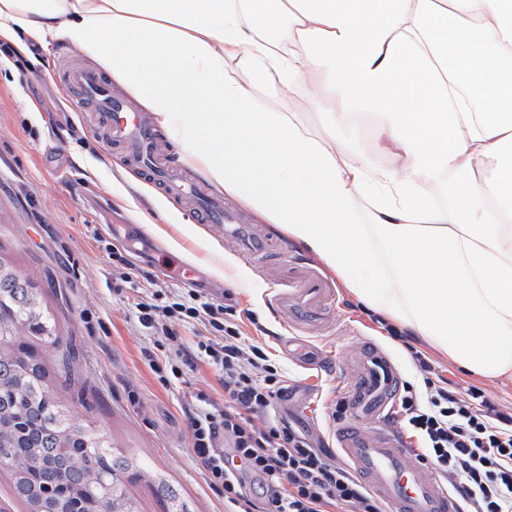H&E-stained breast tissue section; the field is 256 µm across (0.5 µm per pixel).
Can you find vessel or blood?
Returning a JSON list of instances; mask_svg holds the SVG:
<instances>
[{
    "mask_svg": "<svg viewBox=\"0 0 512 512\" xmlns=\"http://www.w3.org/2000/svg\"><path fill=\"white\" fill-rule=\"evenodd\" d=\"M58 81L76 111L96 114L95 130L108 147L136 162L171 199L187 203L190 216L209 224L215 235L233 234L241 256L261 263L267 236L257 226L242 223L236 212L225 209L222 199L204 194L183 171L160 162V139L140 107L116 96L97 71L65 56L59 60ZM288 277L291 288L273 289L270 305L297 333L287 344L289 356L307 360L311 351L305 339L326 329L332 291L321 276L297 261L289 262ZM400 379L385 352L375 346L360 348L353 360L348 398L354 424L338 434L339 446L393 512H458L459 500L411 458L394 435L379 431L364 436L355 430L356 425L385 418Z\"/></svg>",
    "mask_w": 512,
    "mask_h": 512,
    "instance_id": "1",
    "label": "vessel or blood"
}]
</instances>
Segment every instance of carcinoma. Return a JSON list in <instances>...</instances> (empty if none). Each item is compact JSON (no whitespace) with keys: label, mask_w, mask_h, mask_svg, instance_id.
Segmentation results:
<instances>
[{"label":"carcinoma","mask_w":512,"mask_h":512,"mask_svg":"<svg viewBox=\"0 0 512 512\" xmlns=\"http://www.w3.org/2000/svg\"><path fill=\"white\" fill-rule=\"evenodd\" d=\"M21 325L54 348L53 365L16 341ZM75 381L73 354L37 290L0 258V469L12 498L27 512H140L127 485L142 469L71 414L63 390ZM157 494L168 512H183L177 488L161 481Z\"/></svg>","instance_id":"carcinoma-1"}]
</instances>
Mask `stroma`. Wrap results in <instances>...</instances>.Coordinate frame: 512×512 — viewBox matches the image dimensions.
Masks as SVG:
<instances>
[{
	"instance_id": "35a3bbf8",
	"label": "stroma",
	"mask_w": 512,
	"mask_h": 512,
	"mask_svg": "<svg viewBox=\"0 0 512 512\" xmlns=\"http://www.w3.org/2000/svg\"><path fill=\"white\" fill-rule=\"evenodd\" d=\"M60 49L37 50L19 62L0 64V259L38 286L42 303L64 342L76 351L79 382L69 388L71 412L108 437L114 448L178 488L188 512H224V491L210 486L195 457L186 411L197 395L223 403L213 368L200 363L166 387L146 355L160 356V336L135 317L140 296L153 291L175 298L200 288L232 306L243 336L260 343L281 369L289 398L276 408L315 448L337 451L336 403L347 395L350 362L361 342L381 347L411 378L409 347L444 368L450 386H476L498 406L512 407V373L488 379L465 373L455 360L421 337L390 339L376 313L365 309L339 281H332L330 328L312 343L322 362L305 365L285 355L288 333L273 312L268 272L288 267L300 253L275 225L269 239L287 253H272L265 266L250 265V281L235 268L216 277L219 252L232 245L193 221L178 203L169 223L141 190L149 179L87 129L74 111L53 68ZM124 248L132 280L116 288L107 245ZM137 391L138 406L127 394Z\"/></svg>"
}]
</instances>
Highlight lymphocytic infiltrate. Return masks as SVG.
Returning <instances> with one entry per match:
<instances>
[{
    "instance_id": "1",
    "label": "lymphocytic infiltrate",
    "mask_w": 512,
    "mask_h": 512,
    "mask_svg": "<svg viewBox=\"0 0 512 512\" xmlns=\"http://www.w3.org/2000/svg\"><path fill=\"white\" fill-rule=\"evenodd\" d=\"M136 310L140 325L162 333L177 352L184 342L176 321L196 320L215 332L185 360L146 361L166 386L197 361L217 371L223 404L205 403L187 417L196 457L210 483L224 489L225 512H389L347 464L272 418L288 387L264 347L246 341L230 320V307L201 290L177 302L156 291ZM411 356L419 380L402 382L393 421L416 441L414 456L462 496L465 512H512V409L496 408L480 388H449L421 351Z\"/></svg>"
}]
</instances>
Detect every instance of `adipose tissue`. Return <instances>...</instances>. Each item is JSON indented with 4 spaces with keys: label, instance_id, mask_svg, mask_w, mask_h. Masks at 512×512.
<instances>
[{
    "label": "adipose tissue",
    "instance_id": "adipose-tissue-1",
    "mask_svg": "<svg viewBox=\"0 0 512 512\" xmlns=\"http://www.w3.org/2000/svg\"><path fill=\"white\" fill-rule=\"evenodd\" d=\"M0 38L93 61L369 308L512 370V0H0Z\"/></svg>",
    "mask_w": 512,
    "mask_h": 512
}]
</instances>
